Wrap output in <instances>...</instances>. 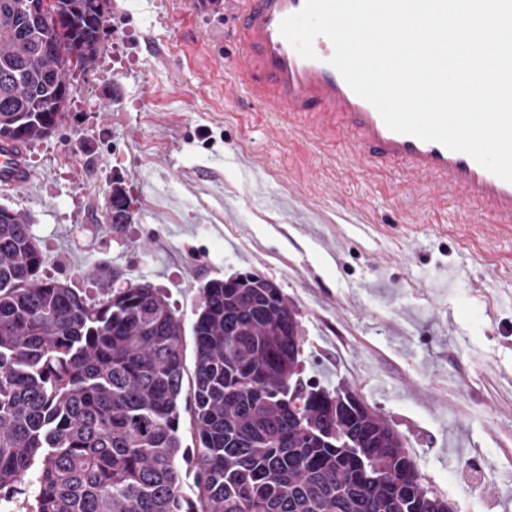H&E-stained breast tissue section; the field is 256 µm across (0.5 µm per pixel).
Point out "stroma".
I'll list each match as a JSON object with an SVG mask.
<instances>
[{
	"label": "stroma",
	"mask_w": 512,
	"mask_h": 512,
	"mask_svg": "<svg viewBox=\"0 0 512 512\" xmlns=\"http://www.w3.org/2000/svg\"><path fill=\"white\" fill-rule=\"evenodd\" d=\"M92 69L71 72L31 181L42 278L92 297L106 264L150 283L184 328L214 278L275 281L297 312L300 375L354 392L397 431L453 512H512V234L345 132L310 139L235 96V16L214 0H108ZM123 179L129 223L109 227Z\"/></svg>",
	"instance_id": "35a3bbf8"
}]
</instances>
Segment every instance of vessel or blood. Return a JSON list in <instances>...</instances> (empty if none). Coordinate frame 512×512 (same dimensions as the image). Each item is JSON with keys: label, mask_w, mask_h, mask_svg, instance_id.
<instances>
[{"label": "vessel or blood", "mask_w": 512, "mask_h": 512, "mask_svg": "<svg viewBox=\"0 0 512 512\" xmlns=\"http://www.w3.org/2000/svg\"><path fill=\"white\" fill-rule=\"evenodd\" d=\"M304 4L305 0H224L225 9L241 18L235 39L242 49L237 73L245 94L280 119H303L311 135L348 130L364 162L398 166L411 187L420 179H431L455 191L462 203L482 205L491 223L512 228V182L465 153L391 130L376 108L331 65L333 45L328 38L314 40L315 58H303L295 51L280 24ZM30 177L25 148L0 142V189L19 188Z\"/></svg>", "instance_id": "vessel-or-blood-1"}]
</instances>
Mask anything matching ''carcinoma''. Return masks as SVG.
Here are the masks:
<instances>
[{
  "label": "carcinoma",
  "mask_w": 512,
  "mask_h": 512,
  "mask_svg": "<svg viewBox=\"0 0 512 512\" xmlns=\"http://www.w3.org/2000/svg\"><path fill=\"white\" fill-rule=\"evenodd\" d=\"M0 0V138L49 137L93 67L106 0ZM111 224L130 220L112 183ZM0 503L18 512H448L376 411L312 387L294 405L296 310L263 279L209 281L184 329L148 283L89 298L39 275L31 217L0 206ZM193 449L182 448L180 404ZM334 435L326 443L321 432ZM358 447L346 448L347 438ZM196 468L195 498L181 461Z\"/></svg>",
  "instance_id": "obj_1"
}]
</instances>
